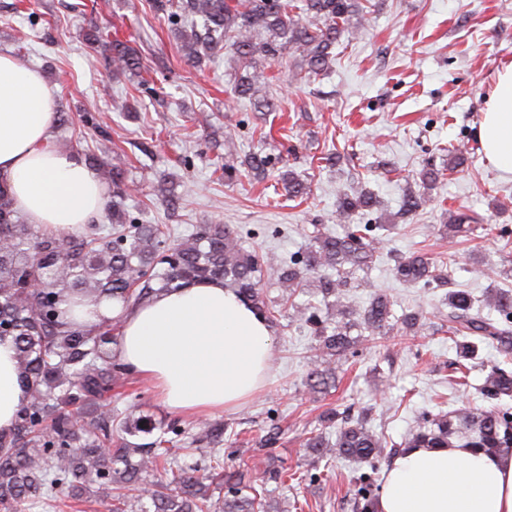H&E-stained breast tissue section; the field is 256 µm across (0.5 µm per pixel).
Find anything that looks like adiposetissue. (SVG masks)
<instances>
[{"mask_svg": "<svg viewBox=\"0 0 512 512\" xmlns=\"http://www.w3.org/2000/svg\"><path fill=\"white\" fill-rule=\"evenodd\" d=\"M56 94L34 69L0 52V180L28 223L83 227L105 191L75 155L54 148ZM486 160L512 175V64L498 71L477 130ZM76 319L120 318L119 355L170 410L189 416L236 408L263 389L268 322L220 282L161 292L132 309L105 299ZM27 401L15 351L0 342V432ZM377 512H512V453L479 448H406L390 466Z\"/></svg>", "mask_w": 512, "mask_h": 512, "instance_id": "1", "label": "adipose tissue"}]
</instances>
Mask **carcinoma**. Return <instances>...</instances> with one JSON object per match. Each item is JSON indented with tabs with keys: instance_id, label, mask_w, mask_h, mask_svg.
Here are the masks:
<instances>
[{
	"instance_id": "cac0c4a2",
	"label": "carcinoma",
	"mask_w": 512,
	"mask_h": 512,
	"mask_svg": "<svg viewBox=\"0 0 512 512\" xmlns=\"http://www.w3.org/2000/svg\"><path fill=\"white\" fill-rule=\"evenodd\" d=\"M153 9L174 25L193 21L181 32L187 63L199 68L224 46L233 50L245 73L231 96L241 99L255 92L263 74L248 71L258 57L272 61L290 53L301 57V79L311 80L329 69L333 50L352 20L363 12L362 0H153ZM115 72L137 71V51L118 38L106 42ZM85 163L100 181L112 186V224H87L79 236L65 237L32 231L13 207L11 192L0 183V342H12L28 402L14 427L0 432V512H18L25 503L33 509L52 500L56 492L71 496L97 486L112 500L111 512H278L266 498L268 482L280 480L279 470L251 473L242 464L235 479L224 473L223 461L213 456L210 480L224 483V498L213 500L210 485L199 480L197 465L180 464L170 457L174 441L163 431L148 444L128 441L124 435L150 434L154 427L132 408L121 422L112 414L93 415L89 407L125 385L128 372L116 362L112 322H78L65 316L63 305L72 299L97 302L109 298L128 308L166 289L219 280L234 289L265 318L272 316L260 288L268 279L291 299L306 274L313 294L326 303L340 298L356 272L371 263L382 238L376 224H349L342 235L315 227L305 254L287 266L266 267L244 248L226 224H199L189 235L171 237L166 224H139L126 213L125 170L120 159L86 157ZM272 157H248L224 166V179L265 178ZM290 197H304L307 182L287 169L278 175ZM424 196L407 186L405 211L418 210ZM376 198L370 192L341 194L336 218L371 211ZM474 218L456 213L439 226L451 240L472 234ZM396 279L410 284L448 283V271L425 254L401 258ZM504 316L512 315V290L488 297ZM448 336L455 339L457 359L451 377L458 390L468 388L467 361L475 360L479 345L493 344L505 359L512 358V326L482 314L477 300L465 290L447 294ZM317 342L308 386L315 392L336 386V367L347 352L364 342L352 335L362 324L373 334L393 329L390 299L381 293L355 312L336 304V318L315 304L294 307ZM425 315L416 308L401 318L403 335L417 334ZM485 406L468 403L452 411L427 414L410 431L404 448H447L461 442L488 451L512 450V414L499 401L512 398V371L494 365L479 388ZM323 419L336 424L334 444L323 433H310L305 447L321 458L349 459L370 467L354 478L356 512H375L378 468L388 441L361 421L330 409ZM222 423L215 421L191 433L182 445L187 454L202 446L214 448Z\"/></svg>"
}]
</instances>
